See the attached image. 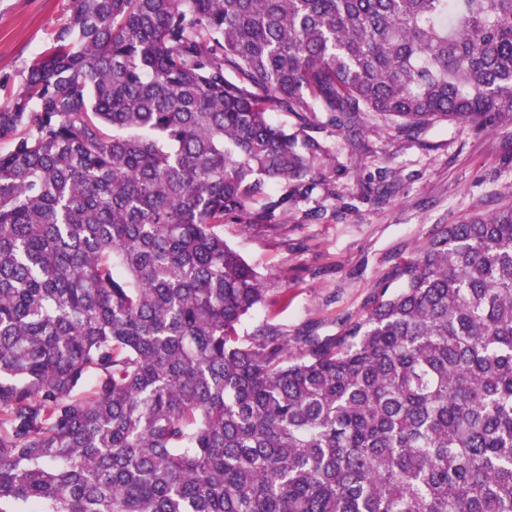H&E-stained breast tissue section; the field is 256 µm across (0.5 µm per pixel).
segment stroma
I'll return each mask as SVG.
<instances>
[{
	"label": "stroma",
	"instance_id": "1",
	"mask_svg": "<svg viewBox=\"0 0 512 512\" xmlns=\"http://www.w3.org/2000/svg\"><path fill=\"white\" fill-rule=\"evenodd\" d=\"M69 0H0V83L20 90L51 43ZM309 133L332 155L268 225L225 218V241L263 277L255 321L288 335L336 336L363 314L395 264L438 224L489 213L512 197V127L451 122L401 134L339 128L328 113Z\"/></svg>",
	"mask_w": 512,
	"mask_h": 512
}]
</instances>
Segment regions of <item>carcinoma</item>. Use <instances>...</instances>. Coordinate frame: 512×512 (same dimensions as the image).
I'll return each mask as SVG.
<instances>
[{
    "label": "carcinoma",
    "instance_id": "cac0c4a2",
    "mask_svg": "<svg viewBox=\"0 0 512 512\" xmlns=\"http://www.w3.org/2000/svg\"><path fill=\"white\" fill-rule=\"evenodd\" d=\"M0 90V512H512V202L339 336L221 231L328 156L273 112L512 126V0H70Z\"/></svg>",
    "mask_w": 512,
    "mask_h": 512
}]
</instances>
